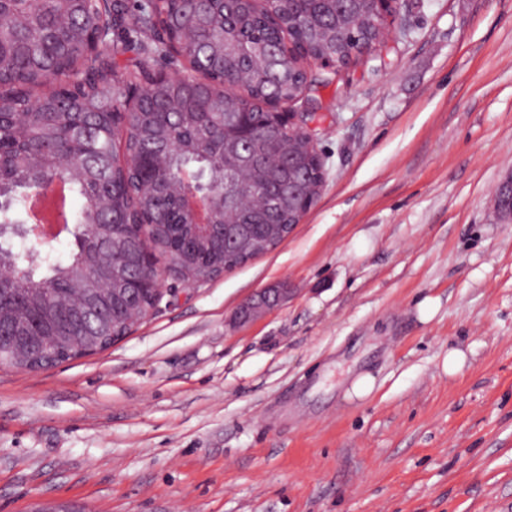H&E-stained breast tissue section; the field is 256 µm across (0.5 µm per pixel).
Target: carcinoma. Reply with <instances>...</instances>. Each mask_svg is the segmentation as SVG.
Here are the masks:
<instances>
[{"instance_id":"carcinoma-1","label":"carcinoma","mask_w":512,"mask_h":512,"mask_svg":"<svg viewBox=\"0 0 512 512\" xmlns=\"http://www.w3.org/2000/svg\"><path fill=\"white\" fill-rule=\"evenodd\" d=\"M137 12L149 38L120 47L111 24L112 14H127L120 0L106 10L98 0H0V333L17 337L0 359L13 366L27 368L42 355L36 336L55 339L53 354L63 362L75 357V338L92 334L102 350L142 318L152 294L141 287L110 309L90 308L92 298L125 287L118 259L130 242L172 254L186 278H216L276 247L282 225L298 223L320 181L308 137L273 128L265 105L293 100L315 82L303 61L348 65L379 42L359 0H269L266 13L238 0L228 13L218 3L196 14L185 0H160ZM100 28L107 47L95 67L87 39ZM170 45L192 74L149 85L145 113L125 111L130 88ZM130 48L137 57L118 66L115 56ZM242 72L244 93L217 92ZM56 95L76 106L54 109ZM103 110L117 112L122 142ZM122 153L137 165H123ZM184 170L197 172L200 193L227 188L216 198L224 223L248 226L237 245L224 244L219 228L209 243L195 242L180 202ZM52 179L79 203L65 224L73 246L67 264L19 234L29 191ZM123 218L131 223H117Z\"/></svg>"}]
</instances>
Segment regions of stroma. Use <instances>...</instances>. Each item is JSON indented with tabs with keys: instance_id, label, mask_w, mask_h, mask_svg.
Segmentation results:
<instances>
[{
	"instance_id": "35a3bbf8",
	"label": "stroma",
	"mask_w": 512,
	"mask_h": 512,
	"mask_svg": "<svg viewBox=\"0 0 512 512\" xmlns=\"http://www.w3.org/2000/svg\"><path fill=\"white\" fill-rule=\"evenodd\" d=\"M405 3L357 64L307 62L325 179L286 240L168 275L106 350L0 366V512H512V0ZM283 286L273 285L257 292L250 299L242 303L236 312L239 324H247L277 306L288 293L285 283Z\"/></svg>"
}]
</instances>
